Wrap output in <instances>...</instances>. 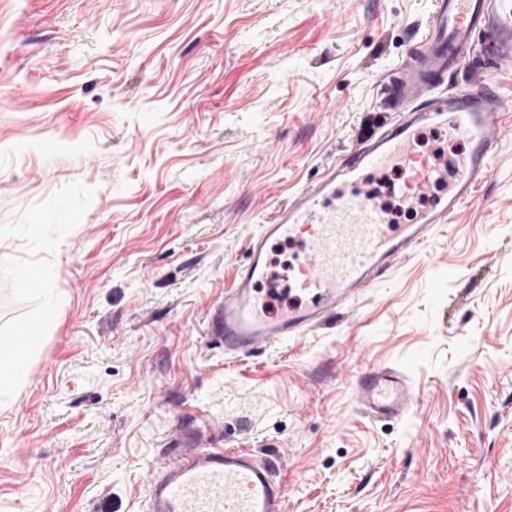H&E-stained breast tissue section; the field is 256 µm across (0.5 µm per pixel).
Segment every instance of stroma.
<instances>
[{
    "label": "stroma",
    "instance_id": "stroma-1",
    "mask_svg": "<svg viewBox=\"0 0 512 512\" xmlns=\"http://www.w3.org/2000/svg\"><path fill=\"white\" fill-rule=\"evenodd\" d=\"M429 9L0 0V337L42 324L0 402V512H145L190 437L272 463L285 512H512V138L355 306L237 357L208 331L260 225L391 120L377 78ZM414 145L466 151L443 127ZM383 364L419 397L405 419L356 401Z\"/></svg>",
    "mask_w": 512,
    "mask_h": 512
}]
</instances>
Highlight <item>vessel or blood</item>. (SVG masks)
Returning <instances> with one entry per match:
<instances>
[{
    "label": "vessel or blood",
    "mask_w": 512,
    "mask_h": 512,
    "mask_svg": "<svg viewBox=\"0 0 512 512\" xmlns=\"http://www.w3.org/2000/svg\"><path fill=\"white\" fill-rule=\"evenodd\" d=\"M486 42L476 44V32ZM496 67L512 62V0H433L414 47L383 79L384 99L395 117L368 135L347 161L327 165L319 179L294 192L247 247L234 286L210 311L209 335L225 355L258 351L320 326L336 310L353 306L400 257L426 244L471 202L491 173L506 134L512 133L502 94L485 83L448 88L450 72L477 55ZM449 121L469 151L464 164L437 170L411 145L415 127ZM398 168L404 201L433 183L446 192L419 211L414 223L393 224L363 192L366 179ZM302 238L306 251L291 269L294 304L267 311V248L271 240ZM356 399L373 418L399 419L416 402L406 374L377 366L363 376ZM286 488L269 463L242 451L189 444L177 459L147 479L146 512H282Z\"/></svg>",
    "instance_id": "obj_1"
}]
</instances>
